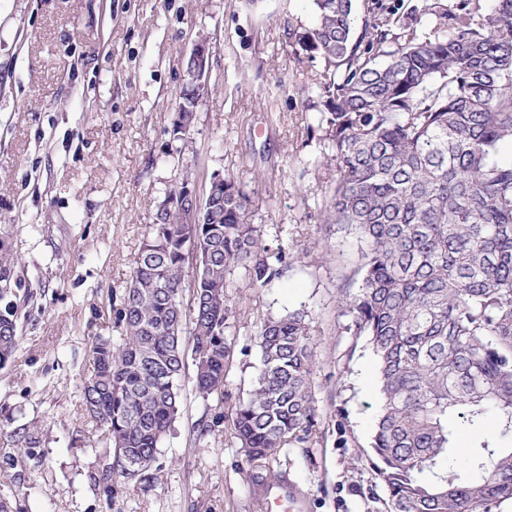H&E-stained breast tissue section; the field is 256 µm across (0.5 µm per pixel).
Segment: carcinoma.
I'll return each instance as SVG.
<instances>
[{
    "mask_svg": "<svg viewBox=\"0 0 512 512\" xmlns=\"http://www.w3.org/2000/svg\"><path fill=\"white\" fill-rule=\"evenodd\" d=\"M312 2L314 24L290 47L323 62L322 162L339 172L324 213L359 247L340 304L352 316L344 333L365 338L377 362V475L394 512H489L512 499V159L498 158L512 143V0L488 13L457 0L434 10L430 31L408 25L400 37L376 15L355 34L353 0ZM250 202L226 176L206 223L167 214L146 226L117 309L122 332L92 342L82 388L88 417L107 429L103 479L131 481L155 462L180 411L184 337L196 392L224 402L227 275L241 269L263 288L294 264L249 222ZM10 264L0 255L1 365L18 344ZM256 344L233 426L247 463L267 471L282 448L313 443L317 362L301 312L264 318ZM464 431L474 441L462 453Z\"/></svg>",
    "mask_w": 512,
    "mask_h": 512,
    "instance_id": "obj_1",
    "label": "carcinoma"
}]
</instances>
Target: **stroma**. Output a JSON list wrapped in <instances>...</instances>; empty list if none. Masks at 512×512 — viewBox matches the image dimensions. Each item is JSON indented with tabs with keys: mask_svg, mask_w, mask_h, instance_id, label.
Returning <instances> with one entry per match:
<instances>
[{
	"mask_svg": "<svg viewBox=\"0 0 512 512\" xmlns=\"http://www.w3.org/2000/svg\"><path fill=\"white\" fill-rule=\"evenodd\" d=\"M312 0H0V253L17 258L18 346L0 366V501L10 512H389L373 465L379 408L366 340L345 335L338 298L359 262L322 204L338 179L314 166L317 58L293 33ZM211 32V93L197 107L193 147L177 155L172 125L186 61ZM251 197L271 248L297 256L275 285L240 271L223 400L185 382L180 413L142 477L103 480L105 433L85 416L82 381L94 337H118L116 310L141 238L166 189L213 171ZM307 312L317 358L310 454L286 447L269 494L256 493L233 427L259 363L267 314ZM344 422L348 447L334 428ZM216 440L200 446L202 425Z\"/></svg>",
	"mask_w": 512,
	"mask_h": 512,
	"instance_id": "35a3bbf8",
	"label": "stroma"
}]
</instances>
